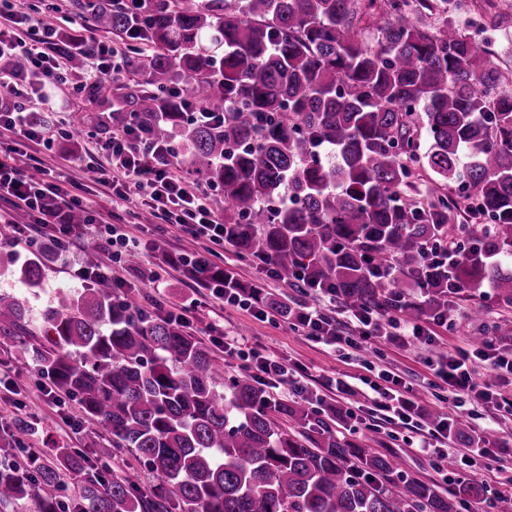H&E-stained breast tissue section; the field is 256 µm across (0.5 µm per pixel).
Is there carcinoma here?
I'll list each match as a JSON object with an SVG mask.
<instances>
[{"instance_id":"carcinoma-1","label":"carcinoma","mask_w":512,"mask_h":512,"mask_svg":"<svg viewBox=\"0 0 512 512\" xmlns=\"http://www.w3.org/2000/svg\"><path fill=\"white\" fill-rule=\"evenodd\" d=\"M467 2L71 0L125 47L115 66L125 78L87 83L80 123L107 130L134 112L152 140L180 137L178 162L224 190L238 256L273 262L288 286L327 288L347 308L408 320L439 318L461 293L485 287L512 306V92L490 60L491 40L457 24ZM88 53L69 51L71 74L83 73ZM186 99L224 109V124L185 122ZM420 127L431 141L422 156ZM410 161L434 174L427 206L401 195ZM453 184L465 193L450 203L443 189ZM473 208L494 224L459 225L471 253L431 259L448 212ZM45 260L40 250L21 263L1 255L0 275L33 292ZM260 299L278 316L294 311ZM41 319L53 349L30 346L28 298L0 293V339L76 398L84 426L134 454L154 483L143 489L76 448L47 464L26 453L35 428L17 416L10 437L24 459L0 465V506L58 486L62 471L79 477V499L46 497L37 512H456L460 501L486 503L478 481L445 492L405 476L398 457L349 437L347 407L304 388L287 399L250 377L224 378L182 323L112 301L108 280L59 290ZM489 329L512 347V322Z\"/></svg>"}]
</instances>
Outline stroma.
I'll return each instance as SVG.
<instances>
[{"label":"stroma","instance_id":"35a3bbf8","mask_svg":"<svg viewBox=\"0 0 512 512\" xmlns=\"http://www.w3.org/2000/svg\"><path fill=\"white\" fill-rule=\"evenodd\" d=\"M84 103L80 88L70 84L62 86L53 109L45 113L48 123L57 126L61 136L51 147H35L34 153L47 166L61 171L63 176L86 183L90 180V174L84 164L72 163L73 152L67 141L68 135L72 134L84 145L96 136L95 131L82 128L80 124L79 116ZM124 219L127 232L140 240L141 268L157 275L153 281L141 280L138 288L129 294V302L147 309L156 298L168 304L202 298L203 289L191 287L188 278L172 266L170 260L180 253L205 251L206 243L185 234L159 231L156 226L144 222L143 213L139 210L125 214ZM215 262L231 267L242 282L262 285L264 293L288 299L292 303L300 299L299 292L285 284H262L261 273L249 261L238 258L235 251L218 250ZM504 318L512 319V307L500 304L491 291L472 295L464 293L457 298L451 313L454 329L439 327L435 333L440 346L449 350L478 335L483 325ZM218 320L223 321L226 330L245 336L265 349L267 354L306 369L309 374L307 388L316 391L325 401L354 408L357 419L350 424L353 437L371 443L380 452L398 455L409 477L441 484L442 478L435 471L430 457L413 445L392 439L383 428L367 425L362 392H338L324 387L325 379L362 374L364 368L361 361L353 359L345 363L337 360L333 351L301 336L283 318L259 319L247 311L223 309L213 304L199 309L194 334L210 345L216 358L222 359L225 375L229 378L241 376L242 370L239 361L225 357L223 348L211 341L207 327ZM378 347L380 356L374 361L376 367L394 371L419 384L429 377V359L434 356V349L419 344L396 347L384 341L379 342ZM35 373L36 369L29 359L21 356L10 343L0 340V448L8 445L9 428L15 416V405L19 402L24 404L27 418L36 428L35 435L27 440L26 445L45 462H52L56 449L61 447H88L95 451L107 447L108 442L104 437L92 434L85 428L75 432L66 425V418L77 419L81 416L77 399L68 398L65 408H58L34 387L31 378Z\"/></svg>","mask_w":512,"mask_h":512}]
</instances>
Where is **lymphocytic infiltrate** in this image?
Here are the masks:
<instances>
[{"mask_svg": "<svg viewBox=\"0 0 512 512\" xmlns=\"http://www.w3.org/2000/svg\"><path fill=\"white\" fill-rule=\"evenodd\" d=\"M45 14L23 0H0V128L5 131L0 137V223L9 227L0 242L33 249L41 239H50L57 256L68 261L72 278L84 284L111 280L112 296L122 302L127 297V281L117 269L138 245L116 224L118 209L147 208L168 227L220 248L228 244L224 223L212 206L209 189L179 173L175 144L146 140L132 116L113 127L108 137L95 141L105 162L92 166V182L104 188L107 207L93 208L83 196L82 182L75 180L70 188H62L53 180L51 168L25 162L27 148L50 145L56 135L53 126L30 124V109L49 107L51 89L68 80L65 57L56 48L54 27ZM17 57L25 59L24 71L11 67ZM76 210L84 212V224H70L69 216ZM18 211L28 215L27 223H13ZM90 242L106 253L107 264L76 262L77 252ZM206 261L205 255L196 253L179 257L175 264L188 278L208 288L213 300L255 311L256 297L242 295L228 281L203 277ZM328 296V291L316 289L314 302L301 303L291 328L332 347L340 358L371 349L381 337L401 345L431 340L426 323L386 318L366 309L335 312L322 305ZM209 334L223 346L226 356L242 361L261 385L272 389L285 381L301 385L302 372L226 334L223 328H210ZM430 370L426 385L446 404L433 424L425 420L413 381L383 369L362 383L371 391L369 418H380L393 431L413 432L420 451L440 469L448 457L449 422L463 414L485 413L494 424L512 416V394L507 391L512 385V353H504L490 337L479 344L467 341L437 354ZM484 370L490 372V379L481 378Z\"/></svg>", "mask_w": 512, "mask_h": 512, "instance_id": "obj_1", "label": "lymphocytic infiltrate"}]
</instances>
